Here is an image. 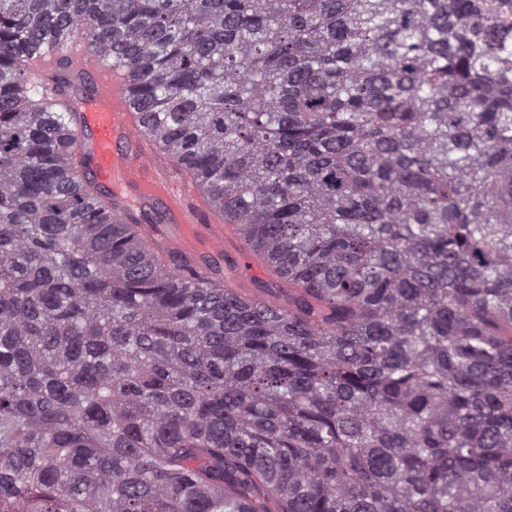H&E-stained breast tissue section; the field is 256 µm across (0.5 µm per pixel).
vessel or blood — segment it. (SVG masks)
<instances>
[{
    "label": "vessel or blood",
    "instance_id": "b4317fda",
    "mask_svg": "<svg viewBox=\"0 0 512 512\" xmlns=\"http://www.w3.org/2000/svg\"><path fill=\"white\" fill-rule=\"evenodd\" d=\"M60 53L54 44H47L28 67L32 73L45 76L48 99L79 112L77 132L88 139L96 181L112 189L124 203L160 207L165 223L157 234L166 243L192 256L223 251L224 240L235 234V227L207 223L195 182L158 155L148 142L143 131L146 119L128 90L122 62H104L83 41H71L64 52L71 70L90 85L88 97L73 103L48 79Z\"/></svg>",
    "mask_w": 512,
    "mask_h": 512
}]
</instances>
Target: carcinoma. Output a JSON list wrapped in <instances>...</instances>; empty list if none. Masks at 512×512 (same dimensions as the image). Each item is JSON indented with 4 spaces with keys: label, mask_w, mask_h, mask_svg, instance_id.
Masks as SVG:
<instances>
[{
    "label": "carcinoma",
    "mask_w": 512,
    "mask_h": 512,
    "mask_svg": "<svg viewBox=\"0 0 512 512\" xmlns=\"http://www.w3.org/2000/svg\"><path fill=\"white\" fill-rule=\"evenodd\" d=\"M73 36L283 302L94 179ZM0 512H512V0H0Z\"/></svg>",
    "instance_id": "carcinoma-1"
}]
</instances>
